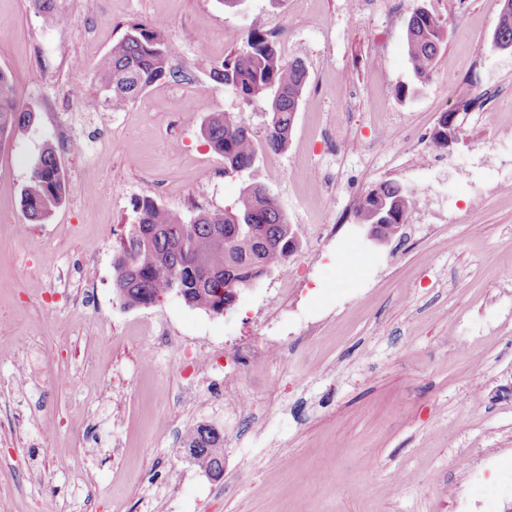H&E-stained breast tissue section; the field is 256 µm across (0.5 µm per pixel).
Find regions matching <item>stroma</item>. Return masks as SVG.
Returning a JSON list of instances; mask_svg holds the SVG:
<instances>
[{
  "label": "stroma",
  "instance_id": "35a3bbf8",
  "mask_svg": "<svg viewBox=\"0 0 512 512\" xmlns=\"http://www.w3.org/2000/svg\"><path fill=\"white\" fill-rule=\"evenodd\" d=\"M420 5L448 30L425 84L406 53V20ZM56 6L67 22L35 0H0V70L36 114L0 144V512H512V281L501 277L512 268V151L502 146L512 139V53L491 43L502 0ZM256 18L309 78L288 148L228 175L200 127L226 112L263 141L266 101L211 77ZM154 21L182 78L118 112L88 109L94 68L131 26ZM450 111L461 140L433 150ZM64 120L82 134L79 152L58 136ZM47 142L67 193L22 234L21 190ZM385 180L421 201L412 225L377 247L355 212ZM253 181L300 228L285 266L221 315L173 294L122 305L112 230L131 221L136 198L188 219L232 206ZM86 295L92 309L74 306ZM50 307L58 317L47 324ZM278 324L283 356L225 376V354L272 338ZM198 348L215 359L199 373ZM233 393L251 398V414H230ZM201 424L224 438L217 479L184 448ZM60 457L70 471L56 468Z\"/></svg>",
  "mask_w": 512,
  "mask_h": 512
}]
</instances>
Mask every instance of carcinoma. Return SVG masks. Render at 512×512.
Masks as SVG:
<instances>
[{"instance_id":"obj_1","label":"carcinoma","mask_w":512,"mask_h":512,"mask_svg":"<svg viewBox=\"0 0 512 512\" xmlns=\"http://www.w3.org/2000/svg\"><path fill=\"white\" fill-rule=\"evenodd\" d=\"M447 38L446 24L421 6L406 21V51L418 82L432 77ZM492 44L512 50V0H504ZM178 78L168 65L164 27L137 24L112 45L94 72L100 94L114 111L162 78ZM213 80L230 86L251 102H270L265 146L284 151L307 85L308 70L300 59L286 60L263 23L251 24L237 51L213 69ZM33 112L17 99L13 78L0 70V133L12 139L27 131ZM211 150L224 158V173L255 167L258 150L249 128L226 113L214 112L201 124ZM66 175L51 144L41 151L21 192L28 224H42L63 201ZM417 195L385 180L367 192L356 212L360 224H375L387 237L410 221ZM133 217L113 250V288L129 307H147L175 293L191 307L214 314L231 310L240 292L282 267L292 255L287 217L274 196L259 182L247 184L234 206L222 212L200 210L190 221L150 196L135 199ZM223 439L204 425L190 430L185 447L194 465L223 474Z\"/></svg>"}]
</instances>
